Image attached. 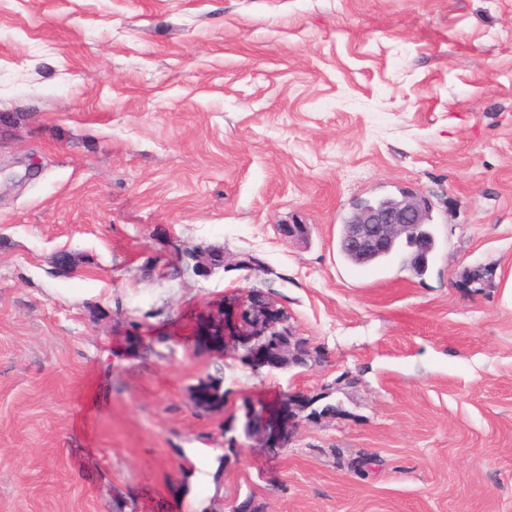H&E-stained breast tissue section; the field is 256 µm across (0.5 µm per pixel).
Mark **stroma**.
<instances>
[{
    "mask_svg": "<svg viewBox=\"0 0 512 512\" xmlns=\"http://www.w3.org/2000/svg\"><path fill=\"white\" fill-rule=\"evenodd\" d=\"M1 115L0 512H512V0H0ZM402 190L426 275L344 260ZM256 290L324 363L195 345ZM209 376L342 412L231 450ZM228 393L224 390L221 379L209 376L206 379H200L193 387L192 398L197 408L209 412L224 407Z\"/></svg>",
    "mask_w": 512,
    "mask_h": 512,
    "instance_id": "stroma-1",
    "label": "stroma"
}]
</instances>
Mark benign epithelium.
Returning <instances> with one entry per match:
<instances>
[{"label":"benign epithelium","mask_w":512,"mask_h":512,"mask_svg":"<svg viewBox=\"0 0 512 512\" xmlns=\"http://www.w3.org/2000/svg\"><path fill=\"white\" fill-rule=\"evenodd\" d=\"M430 207L427 200L410 193L391 198L377 206L358 204L347 221V245L361 259L390 251L402 238L416 234L421 224L429 221ZM279 234L292 242L303 243L308 239L305 224H281ZM433 247L424 241L416 244V251L403 257V262L419 270L429 266ZM205 335L214 337L210 345L218 351L224 350V310L209 316L200 327ZM235 339L243 349L240 360L253 368L276 370L288 363L301 351L309 353L314 347L292 333L288 316L265 296L254 294L242 305L239 312V331ZM288 400V422H283L280 413L272 411L256 420L252 435L266 447H277L284 429H293L300 419L309 420L306 414L312 398L290 393Z\"/></svg>","instance_id":"benign-epithelium-1"}]
</instances>
